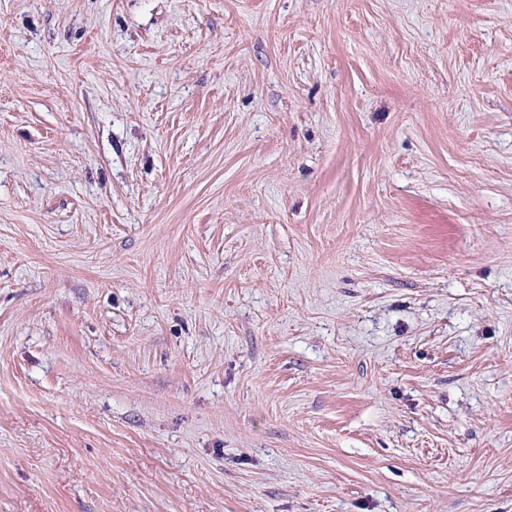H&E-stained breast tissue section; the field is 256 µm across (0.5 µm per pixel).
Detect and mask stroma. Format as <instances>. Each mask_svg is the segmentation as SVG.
I'll return each mask as SVG.
<instances>
[{
  "label": "stroma",
  "instance_id": "obj_1",
  "mask_svg": "<svg viewBox=\"0 0 512 512\" xmlns=\"http://www.w3.org/2000/svg\"><path fill=\"white\" fill-rule=\"evenodd\" d=\"M0 512H512V0H0Z\"/></svg>",
  "mask_w": 512,
  "mask_h": 512
}]
</instances>
